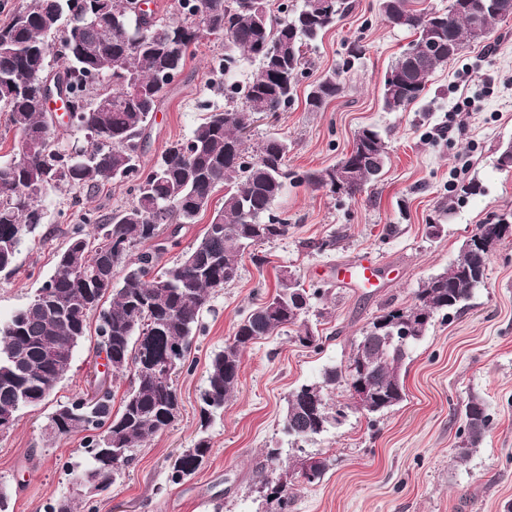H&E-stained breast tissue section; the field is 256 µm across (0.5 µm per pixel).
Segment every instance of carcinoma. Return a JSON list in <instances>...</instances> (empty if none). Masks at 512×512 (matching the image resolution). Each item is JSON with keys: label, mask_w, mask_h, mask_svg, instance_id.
Returning a JSON list of instances; mask_svg holds the SVG:
<instances>
[{"label": "carcinoma", "mask_w": 512, "mask_h": 512, "mask_svg": "<svg viewBox=\"0 0 512 512\" xmlns=\"http://www.w3.org/2000/svg\"><path fill=\"white\" fill-rule=\"evenodd\" d=\"M332 15L311 8V0L281 3L269 0H175L177 21L150 12L136 13V0H27L24 9L0 26V110L8 113L15 132L16 158L0 163V273L13 272L24 240L18 227L34 231L44 223L42 201L63 186L91 193L109 182L134 183L132 204L110 215L90 216L73 227L55 273L29 303L0 323V421L16 424L21 410L42 403L69 370L79 343L96 315V352L106 356V376L94 395L60 404L48 417L47 430L56 437L85 434L82 449L90 466L80 477L112 486L135 459L137 449L175 419L179 406L175 379L161 383L150 361L163 360L177 375L185 366L194 337L203 332L209 294L228 285L226 272L239 271L243 255L288 235V219L274 210L288 185L307 186L353 198L380 175L387 145L371 126L355 133L350 158L319 170L298 174L288 168V143L269 136L257 148L247 146L252 113L274 116L288 108L305 64V48L320 40L349 9L347 0H333ZM495 0H449L444 10L416 9L413 0H380L389 22L415 33L384 75L382 101L389 112L417 101L429 78L474 43L472 28L480 21L487 34L512 18L493 7ZM227 39L224 55L214 62L223 77L224 109L207 101L206 116L189 138L171 143L159 158L144 164L140 138L168 86L184 70L191 47L210 36ZM63 60L55 68L51 57ZM244 60L259 64L243 84L235 81ZM66 80L74 109L69 128L84 142L65 144L56 134L51 112L40 100L59 93ZM140 88L142 96H131ZM341 90L336 76L311 86L305 104L321 112ZM223 202L203 235L171 264L156 269L166 247L154 243L170 224H192L208 208L215 191ZM490 244L502 240V228L486 221L476 228ZM486 249L465 244L458 259L418 289L414 304L391 309L376 321L391 323L403 316L420 319L424 336L440 311L457 309L484 284ZM126 270L114 286L117 267ZM290 271L279 276L275 294L252 309L237 325L224 349L210 358L199 392L202 427H207L238 385L241 355L255 341L296 326L303 346L316 342L298 300H313L321 289L295 281ZM374 363L368 377L371 400L333 401L329 392L340 383L350 389L349 369L328 367L321 379L292 392L282 430L296 448L336 425L331 409L364 414L384 412L404 398L401 368L408 350L380 351L368 343ZM131 372L130 388L112 410L108 376ZM491 425L483 402L465 405L462 463L482 443ZM109 445L120 455L118 469L109 470L98 448ZM211 438L200 434L195 447L169 463V482L192 476L209 458ZM266 498L278 512H288L289 484L266 478Z\"/></svg>", "instance_id": "cac0c4a2"}]
</instances>
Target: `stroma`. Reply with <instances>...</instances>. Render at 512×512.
I'll return each mask as SVG.
<instances>
[{"label": "stroma", "mask_w": 512, "mask_h": 512, "mask_svg": "<svg viewBox=\"0 0 512 512\" xmlns=\"http://www.w3.org/2000/svg\"><path fill=\"white\" fill-rule=\"evenodd\" d=\"M352 2L351 12L308 49L288 109L258 119L251 139L285 138L288 165L301 173L336 163L355 133L372 125L388 149L381 178L352 199L304 184L288 187L275 203L288 217L287 236L259 247L265 263L244 258L237 279L209 295L205 330L176 377V420L139 447L111 490L81 512H277L260 491L272 448L280 449L293 485L289 512H512V237L496 245L484 285L465 306L436 315L415 343L402 369L400 404L376 415L349 413L302 452L289 448L281 432L291 391L319 380L325 368L346 366L377 316L413 304L423 283L457 259L478 224L512 212V170L496 163L500 146L512 141V19L437 71L419 101L387 112L382 80L412 36L382 18L379 0ZM355 43L363 46L361 55L350 54ZM223 53L220 39L193 49L143 134V161L191 135L205 116L201 101L223 105L210 89L212 61ZM330 74L341 83L340 95L324 111H307L309 85ZM466 98L471 107L456 111ZM448 120L456 126L451 138H432ZM473 181L480 193L464 194L463 185ZM132 200L129 186L112 182L91 195L73 189L48 196L45 223L22 246L14 274L0 276V321L54 274L72 227L86 213H112ZM364 255L379 263L373 283L336 280V265ZM284 269L323 290L309 318L317 345L302 346L288 327L247 348L237 388L209 428V459L191 479L171 484L170 459L192 447L200 426L199 392L210 356L274 293ZM96 343V335L86 336L49 398L24 409L13 431L0 436V485L14 512H44L73 493L82 438L54 437L46 424L57 405L85 396L90 381L102 376ZM472 397L485 403L491 428L462 464L459 432ZM309 452L328 464L315 484L299 479Z\"/></svg>", "instance_id": "obj_1"}]
</instances>
